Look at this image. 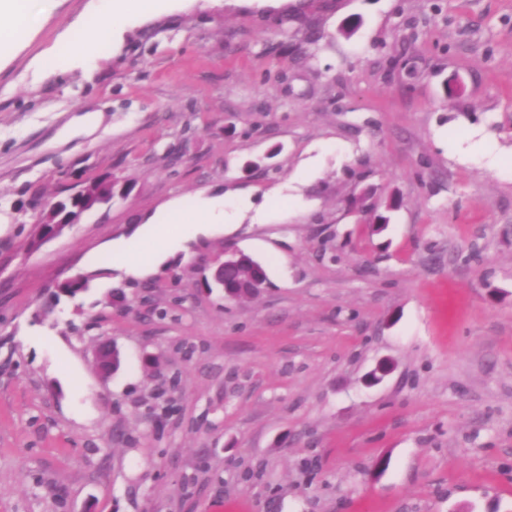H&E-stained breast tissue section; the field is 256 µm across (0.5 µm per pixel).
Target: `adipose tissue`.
Instances as JSON below:
<instances>
[{
	"label": "adipose tissue",
	"mask_w": 512,
	"mask_h": 512,
	"mask_svg": "<svg viewBox=\"0 0 512 512\" xmlns=\"http://www.w3.org/2000/svg\"><path fill=\"white\" fill-rule=\"evenodd\" d=\"M161 3L162 0H95L94 14L100 19V26L83 29L78 43L64 42L56 53L42 56L39 67H56L61 59L72 55L85 69H94L102 57L104 43L110 42L130 21L155 16ZM39 7L38 0H0L1 47L26 37L30 18ZM234 217L221 196L201 195L191 205L181 198H173L129 240L114 246L112 262L127 276H149L160 260L172 255L180 243L195 234L232 230Z\"/></svg>",
	"instance_id": "adipose-tissue-1"
}]
</instances>
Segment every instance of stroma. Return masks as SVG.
Wrapping results in <instances>:
<instances>
[{"label":"stroma","instance_id":"35a3bbf8","mask_svg":"<svg viewBox=\"0 0 512 512\" xmlns=\"http://www.w3.org/2000/svg\"><path fill=\"white\" fill-rule=\"evenodd\" d=\"M93 19L0 52V512H512V0H166L36 69ZM102 178L133 190L29 249ZM203 189L267 217L114 269ZM228 250L268 288L202 290Z\"/></svg>","mask_w":512,"mask_h":512}]
</instances>
